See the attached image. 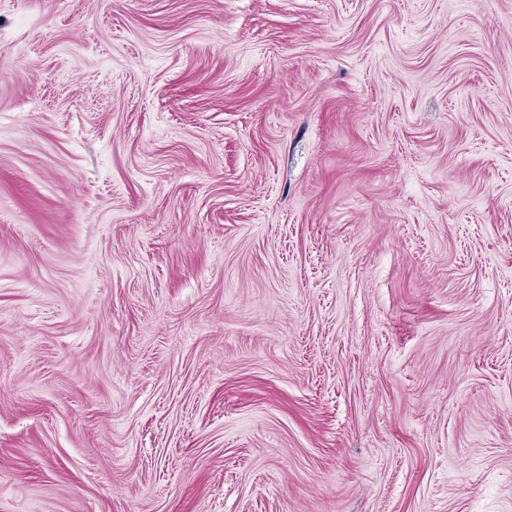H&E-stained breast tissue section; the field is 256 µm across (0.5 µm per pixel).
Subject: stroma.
I'll list each match as a JSON object with an SVG mask.
<instances>
[{
  "mask_svg": "<svg viewBox=\"0 0 512 512\" xmlns=\"http://www.w3.org/2000/svg\"><path fill=\"white\" fill-rule=\"evenodd\" d=\"M0 512H512V0H0Z\"/></svg>",
  "mask_w": 512,
  "mask_h": 512,
  "instance_id": "35a3bbf8",
  "label": "stroma"
}]
</instances>
